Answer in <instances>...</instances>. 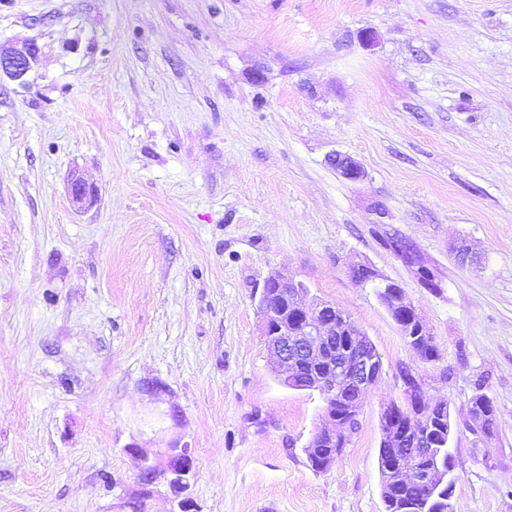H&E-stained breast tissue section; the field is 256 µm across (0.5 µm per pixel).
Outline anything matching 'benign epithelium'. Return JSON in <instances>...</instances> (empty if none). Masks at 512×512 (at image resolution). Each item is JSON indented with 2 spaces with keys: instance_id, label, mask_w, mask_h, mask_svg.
Instances as JSON below:
<instances>
[{
  "instance_id": "1",
  "label": "benign epithelium",
  "mask_w": 512,
  "mask_h": 512,
  "mask_svg": "<svg viewBox=\"0 0 512 512\" xmlns=\"http://www.w3.org/2000/svg\"><path fill=\"white\" fill-rule=\"evenodd\" d=\"M40 49L34 42H24L7 49L0 48V76L13 81H24L39 59ZM329 163L344 178L357 181L364 177L363 166L353 157L336 152L329 157ZM72 201L82 207L96 198V189L80 177L75 176L69 184ZM391 250L408 266L416 263L411 245L402 238H393ZM352 277L359 283L371 284L377 288L394 321L408 345L422 342L433 343V337L424 321L407 300L400 285L381 282L376 272L368 267L352 270ZM308 288L301 282L275 272L264 281L258 300V309L263 320L266 345L275 361L277 377L282 379L292 373L299 362L319 357L322 348L332 336H363L359 326L336 305L313 300L306 302ZM379 355L374 346H358L341 351L336 364L328 373L316 378L314 387L324 400L325 414L330 424L315 431L309 442L311 456L319 467H331L336 457L320 452L322 441L330 447L346 448L351 443L356 429L353 422L359 420L361 399L374 384V364ZM429 400L421 379L414 369L402 377V402H390L381 412L383 438L386 441L388 460L383 467L385 480L391 485H403L409 480L428 488L437 479L435 473L414 472L402 467L401 456L413 452L429 455L434 443L429 433L434 426L433 414L428 407ZM142 465L139 472L140 496L132 502L136 508L145 497L151 495L152 487L165 481L174 498L169 512H197L196 504L187 494L196 477L192 449L172 446L166 449L167 462L162 468L153 464L147 453L138 448Z\"/></svg>"
}]
</instances>
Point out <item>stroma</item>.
I'll return each mask as SVG.
<instances>
[{
	"mask_svg": "<svg viewBox=\"0 0 512 512\" xmlns=\"http://www.w3.org/2000/svg\"><path fill=\"white\" fill-rule=\"evenodd\" d=\"M28 40L25 83L0 80V512H129L138 451L161 465L176 444L199 512H385L404 366L448 404L454 512H512V0H0V45ZM358 266L402 286L437 360ZM274 271L383 362L319 472L323 400L281 385L265 346ZM329 163L348 180L357 181L365 175L363 166L349 155L336 152L329 157Z\"/></svg>",
	"mask_w": 512,
	"mask_h": 512,
	"instance_id": "obj_1",
	"label": "stroma"
}]
</instances>
